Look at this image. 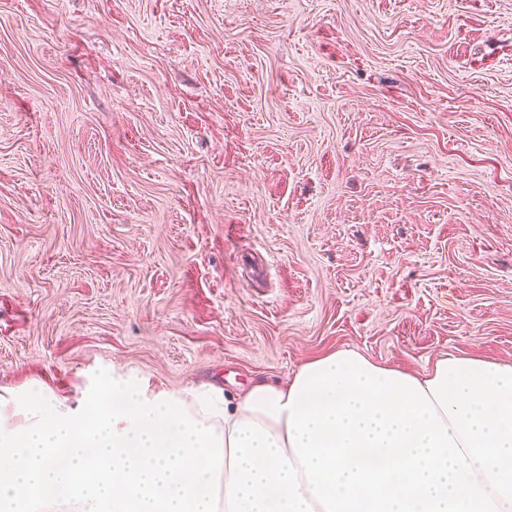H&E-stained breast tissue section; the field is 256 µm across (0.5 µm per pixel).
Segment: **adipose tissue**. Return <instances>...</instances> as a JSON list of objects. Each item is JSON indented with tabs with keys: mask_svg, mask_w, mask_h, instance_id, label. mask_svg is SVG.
<instances>
[{
	"mask_svg": "<svg viewBox=\"0 0 512 512\" xmlns=\"http://www.w3.org/2000/svg\"><path fill=\"white\" fill-rule=\"evenodd\" d=\"M417 380L500 512H512V361L435 360ZM247 392L114 377L76 407L0 395V512H326L287 420Z\"/></svg>",
	"mask_w": 512,
	"mask_h": 512,
	"instance_id": "obj_1",
	"label": "adipose tissue"
}]
</instances>
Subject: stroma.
Instances as JSON below:
<instances>
[{"label":"stroma","instance_id":"stroma-1","mask_svg":"<svg viewBox=\"0 0 512 512\" xmlns=\"http://www.w3.org/2000/svg\"><path fill=\"white\" fill-rule=\"evenodd\" d=\"M512 361V0H0V388Z\"/></svg>","mask_w":512,"mask_h":512}]
</instances>
